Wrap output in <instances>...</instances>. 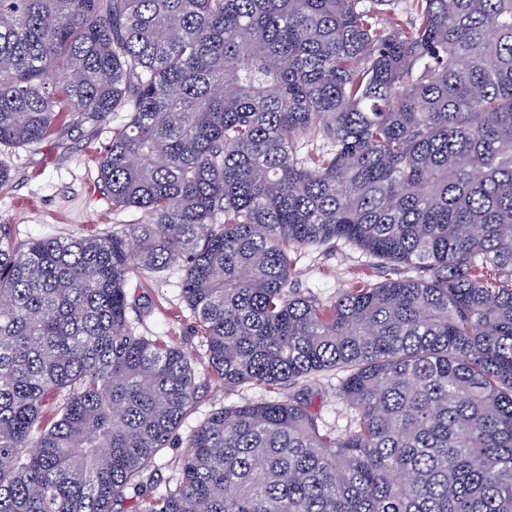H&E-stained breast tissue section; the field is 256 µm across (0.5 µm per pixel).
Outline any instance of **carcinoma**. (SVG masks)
I'll use <instances>...</instances> for the list:
<instances>
[{"instance_id":"1","label":"carcinoma","mask_w":512,"mask_h":512,"mask_svg":"<svg viewBox=\"0 0 512 512\" xmlns=\"http://www.w3.org/2000/svg\"><path fill=\"white\" fill-rule=\"evenodd\" d=\"M64 112L129 113L100 177L146 220L0 224V512L153 482L201 372L126 287L178 262L206 374L291 392L213 410L146 512H512V0H0V147ZM336 240L417 276L289 291L288 251ZM325 372L342 435L298 387Z\"/></svg>"}]
</instances>
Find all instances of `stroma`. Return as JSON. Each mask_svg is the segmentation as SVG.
<instances>
[{
    "label": "stroma",
    "mask_w": 512,
    "mask_h": 512,
    "mask_svg": "<svg viewBox=\"0 0 512 512\" xmlns=\"http://www.w3.org/2000/svg\"><path fill=\"white\" fill-rule=\"evenodd\" d=\"M127 119L124 112L111 113L104 121L67 112L59 117L50 139L0 150V165L10 171L9 181L0 184V224L9 225L13 244L22 246L42 238L100 236L141 222L140 211L113 208L100 179V163L112 131ZM289 259L291 288L325 306L349 289L410 275L403 267L396 271L379 268L375 259L343 241L293 250ZM184 275L180 263L157 274H130V298L145 301L148 308L142 314L129 313L128 320L137 334L180 347L192 365L204 371L207 359L202 336L182 296ZM337 383V376L329 372L313 376L308 386L316 395L315 408L323 424L341 432L347 414L336 398ZM271 397V392L264 389L247 385L227 388L205 375L194 411L181 422L169 447L155 460L157 482L148 488L145 497L123 502V512H143L147 499L159 497L174 485L179 463L188 451L189 435L212 410Z\"/></svg>",
    "instance_id": "obj_1"
}]
</instances>
